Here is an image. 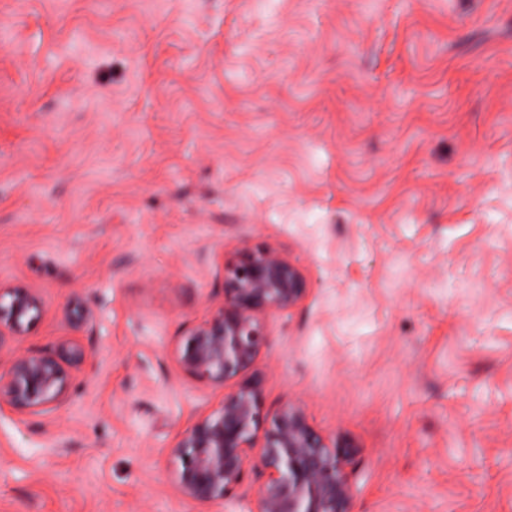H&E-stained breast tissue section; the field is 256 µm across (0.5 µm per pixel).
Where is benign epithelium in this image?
I'll return each mask as SVG.
<instances>
[{"instance_id": "obj_1", "label": "benign epithelium", "mask_w": 512, "mask_h": 512, "mask_svg": "<svg viewBox=\"0 0 512 512\" xmlns=\"http://www.w3.org/2000/svg\"><path fill=\"white\" fill-rule=\"evenodd\" d=\"M307 293L304 273L270 249L245 250L224 269V305L195 325L177 350L187 374L211 382L248 371L267 345L266 318L299 305ZM32 290L17 286L0 293V350L38 311ZM92 356L75 342L15 356L0 371V399L20 414L45 412L65 401L71 382ZM262 395L256 381L224 397L177 442L179 489L202 504L224 500L242 481L254 448L265 481L254 512H351L344 472L351 449L326 439L293 405H285L258 441Z\"/></svg>"}]
</instances>
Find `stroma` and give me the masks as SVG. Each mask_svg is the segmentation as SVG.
<instances>
[{
  "label": "stroma",
  "mask_w": 512,
  "mask_h": 512,
  "mask_svg": "<svg viewBox=\"0 0 512 512\" xmlns=\"http://www.w3.org/2000/svg\"><path fill=\"white\" fill-rule=\"evenodd\" d=\"M308 291L253 367L175 350L243 248ZM0 349L96 360L0 408V512H253L172 450L258 381L354 453L352 512H512V0H0ZM88 313L80 326L71 315ZM40 308L38 295L22 286L0 293V349L4 348L6 337L21 332L31 321V312Z\"/></svg>",
  "instance_id": "35a3bbf8"
}]
</instances>
